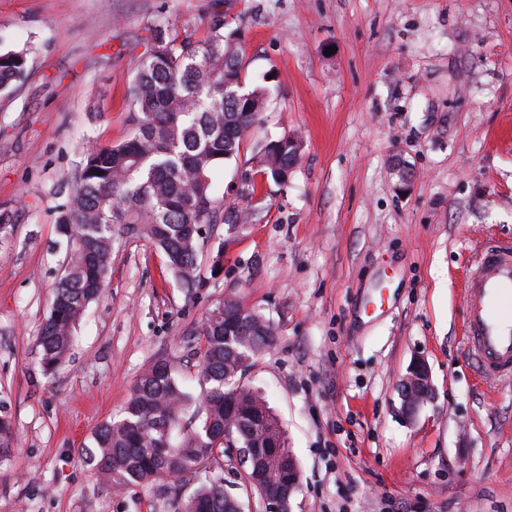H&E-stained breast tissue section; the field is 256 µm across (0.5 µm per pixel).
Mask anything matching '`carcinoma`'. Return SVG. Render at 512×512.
I'll use <instances>...</instances> for the list:
<instances>
[{
  "instance_id": "1",
  "label": "carcinoma",
  "mask_w": 512,
  "mask_h": 512,
  "mask_svg": "<svg viewBox=\"0 0 512 512\" xmlns=\"http://www.w3.org/2000/svg\"><path fill=\"white\" fill-rule=\"evenodd\" d=\"M25 49L0 52V93H9L27 70ZM244 54L234 34L224 31V14H212L200 39L179 35L159 23L138 62L129 87L132 134L92 148L57 218L67 261L52 310L36 345L46 371L60 368L73 329L88 305L103 293L112 272L114 243L123 234L147 238L185 285L195 286L199 240L205 224L235 231L257 218L254 174L280 186L299 162L303 142L284 135L255 155L256 173H244L240 198L246 206H224L214 196L211 172L238 155L248 130L262 120L267 89H244ZM201 390L205 410L199 427L183 423L191 398L173 366L156 360L134 385L125 416L101 424L89 460L95 473L115 488L145 483L164 486L194 480L220 448H279L258 456L256 492H278L288 482L292 458L279 419L266 398L239 382L242 373L276 336L258 312L232 298L206 317ZM14 437L0 421V459L11 455ZM224 492L223 478L211 475L175 512H239Z\"/></svg>"
}]
</instances>
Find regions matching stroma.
<instances>
[{
	"mask_svg": "<svg viewBox=\"0 0 512 512\" xmlns=\"http://www.w3.org/2000/svg\"><path fill=\"white\" fill-rule=\"evenodd\" d=\"M213 0H0V49L32 47L0 94V512H174L173 494L111 489L86 463L96 429L169 359L198 395L202 325L232 297L277 329L243 383L275 411L301 480L290 512H512V382L465 355L464 285L484 243H512V0H222L260 123L213 172L234 189L260 145L304 143L287 185L260 183V220L206 227L197 284L121 236L112 275L45 373L36 337L62 274L56 218L86 145L125 139L150 29L203 37ZM413 169L398 190L392 168ZM432 398L402 411L401 378ZM242 512H266L233 449L206 464ZM401 384L404 413L412 416L417 407L432 393L426 364L422 361L415 362Z\"/></svg>",
	"mask_w": 512,
	"mask_h": 512,
	"instance_id": "35a3bbf8",
	"label": "stroma"
}]
</instances>
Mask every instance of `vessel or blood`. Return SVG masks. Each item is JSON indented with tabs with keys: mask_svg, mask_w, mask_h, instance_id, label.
Returning a JSON list of instances; mask_svg holds the SVG:
<instances>
[{
	"mask_svg": "<svg viewBox=\"0 0 512 512\" xmlns=\"http://www.w3.org/2000/svg\"><path fill=\"white\" fill-rule=\"evenodd\" d=\"M467 357L486 378L512 379V247H483L465 286Z\"/></svg>",
	"mask_w": 512,
	"mask_h": 512,
	"instance_id": "b4317fda",
	"label": "vessel or blood"
}]
</instances>
